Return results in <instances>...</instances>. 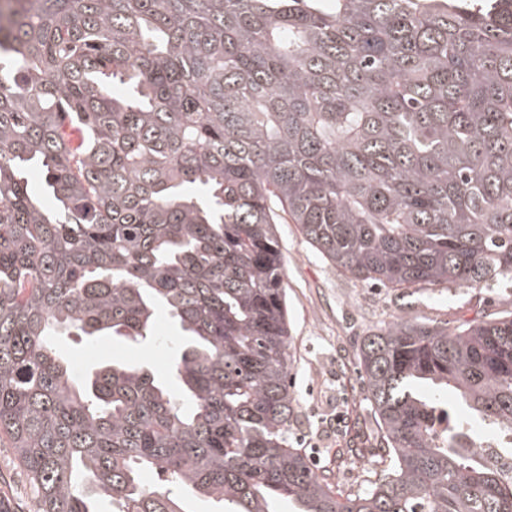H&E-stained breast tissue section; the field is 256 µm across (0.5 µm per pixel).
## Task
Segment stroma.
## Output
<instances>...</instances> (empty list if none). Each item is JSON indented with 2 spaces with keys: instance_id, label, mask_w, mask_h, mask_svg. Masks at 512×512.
Returning a JSON list of instances; mask_svg holds the SVG:
<instances>
[{
  "instance_id": "1",
  "label": "stroma",
  "mask_w": 512,
  "mask_h": 512,
  "mask_svg": "<svg viewBox=\"0 0 512 512\" xmlns=\"http://www.w3.org/2000/svg\"><path fill=\"white\" fill-rule=\"evenodd\" d=\"M277 231L286 267L293 356L290 383L296 397L290 439L315 459L318 468L329 471L337 492L350 497L366 486L368 466L362 458H342L337 451L371 447L376 429L358 370L362 339L397 320L453 327L500 316L512 310V283L453 290L444 284L406 291L380 288L331 266L297 225L281 224ZM157 334L155 345L139 348L83 336H57L53 344L77 378L117 359L142 365L165 381L177 330L163 318ZM0 498L9 512H34L36 507L13 450L1 447Z\"/></svg>"
}]
</instances>
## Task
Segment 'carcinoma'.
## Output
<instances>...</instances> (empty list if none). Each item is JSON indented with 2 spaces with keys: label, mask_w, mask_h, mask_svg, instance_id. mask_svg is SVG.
<instances>
[{
  "label": "carcinoma",
  "mask_w": 512,
  "mask_h": 512,
  "mask_svg": "<svg viewBox=\"0 0 512 512\" xmlns=\"http://www.w3.org/2000/svg\"><path fill=\"white\" fill-rule=\"evenodd\" d=\"M284 215L371 285L512 276V0H0V446L36 512H512L470 436H512L510 312L363 339V493L290 444ZM160 310L173 388L49 341Z\"/></svg>",
  "instance_id": "cac0c4a2"
}]
</instances>
